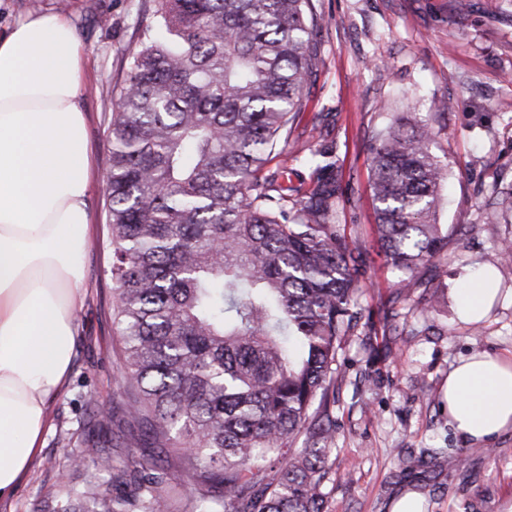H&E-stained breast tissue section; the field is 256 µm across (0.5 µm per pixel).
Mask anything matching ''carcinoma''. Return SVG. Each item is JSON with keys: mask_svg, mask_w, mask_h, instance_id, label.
<instances>
[{"mask_svg": "<svg viewBox=\"0 0 512 512\" xmlns=\"http://www.w3.org/2000/svg\"><path fill=\"white\" fill-rule=\"evenodd\" d=\"M312 0H155L105 129L112 324L126 399L91 395V469L66 512H325L339 355L362 318L361 253L336 224L333 149L310 187L269 169L313 73ZM394 113L371 145L380 251L422 289L448 261L447 164ZM486 218L512 212L494 190ZM294 201L292 209L286 203ZM152 450L150 461L135 449ZM185 475L192 494L173 483Z\"/></svg>", "mask_w": 512, "mask_h": 512, "instance_id": "carcinoma-1", "label": "carcinoma"}]
</instances>
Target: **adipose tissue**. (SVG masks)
<instances>
[{"label": "adipose tissue", "mask_w": 512, "mask_h": 512, "mask_svg": "<svg viewBox=\"0 0 512 512\" xmlns=\"http://www.w3.org/2000/svg\"><path fill=\"white\" fill-rule=\"evenodd\" d=\"M85 48L63 15L0 31V498L41 450L47 405L75 355L91 193L78 97ZM499 295L493 275L468 282L458 318L476 325ZM456 436L482 445L512 431V360L461 357L444 389Z\"/></svg>", "instance_id": "obj_1"}]
</instances>
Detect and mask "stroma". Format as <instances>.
<instances>
[{
  "instance_id": "obj_1",
  "label": "stroma",
  "mask_w": 512,
  "mask_h": 512,
  "mask_svg": "<svg viewBox=\"0 0 512 512\" xmlns=\"http://www.w3.org/2000/svg\"><path fill=\"white\" fill-rule=\"evenodd\" d=\"M67 18L86 48L79 99L87 119L93 215L82 258L85 283L67 380L48 407L43 448L0 512H63L67 491L83 484L76 461L88 432L89 395L125 397L110 316L112 284L103 200L104 130L123 84V61L153 21V0H70ZM325 22L314 30V67L279 165L308 180L302 160L320 142L336 149L345 196L336 221L362 252L358 333L342 353L333 418L332 469L323 485L325 512H393L402 495L424 497V512H504L512 502V432L491 452L454 437L440 388L460 356L488 352L512 359V263L500 243L512 224L485 223L481 206L512 185V0H314ZM448 111L435 113L434 100ZM428 121L431 151L447 158L448 267L437 279L436 309L396 298L397 272L383 264L369 188V147L390 114ZM503 288L488 319L473 328L457 318L459 290L485 269ZM461 453L452 468L443 450ZM58 485L56 498L40 491Z\"/></svg>"
}]
</instances>
